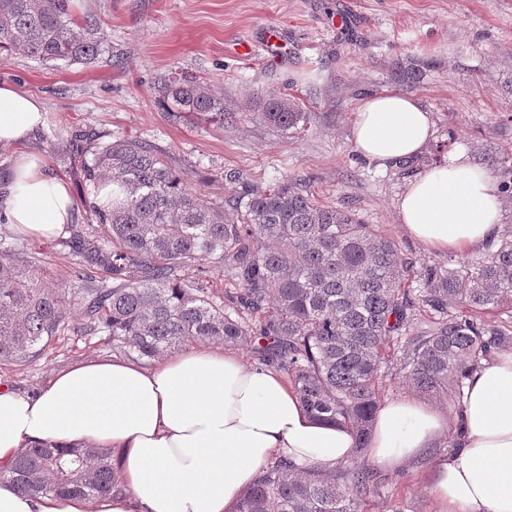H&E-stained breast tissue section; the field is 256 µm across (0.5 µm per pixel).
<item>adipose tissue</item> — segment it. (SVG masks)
I'll return each mask as SVG.
<instances>
[{
  "label": "adipose tissue",
  "mask_w": 512,
  "mask_h": 512,
  "mask_svg": "<svg viewBox=\"0 0 512 512\" xmlns=\"http://www.w3.org/2000/svg\"><path fill=\"white\" fill-rule=\"evenodd\" d=\"M45 120L36 96L0 85V146L19 145ZM351 137L359 155L389 167L422 155L435 123L413 97L384 90L361 99ZM396 209L406 233L432 253L462 254L502 232L499 187L460 146L409 181ZM77 216L63 178L40 157L14 156L0 189V222L48 239ZM447 430L439 411L391 399L379 409L367 454L393 470ZM41 442L111 449L124 492L30 496L0 477V512H232L272 458L300 470L333 469L355 446L347 429L311 416L280 373L204 346L149 365L117 357L76 362L34 395L1 384L0 470ZM430 493L440 512H512V351L467 379L456 448L435 461Z\"/></svg>",
  "instance_id": "1"
}]
</instances>
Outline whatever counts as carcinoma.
Returning <instances> with one entry per match:
<instances>
[{
  "label": "carcinoma",
  "mask_w": 512,
  "mask_h": 512,
  "mask_svg": "<svg viewBox=\"0 0 512 512\" xmlns=\"http://www.w3.org/2000/svg\"><path fill=\"white\" fill-rule=\"evenodd\" d=\"M98 28L94 16H77L74 0H0L1 51L92 65ZM159 94L176 118L233 117L187 72L161 81ZM255 109L282 131L311 123L285 94ZM54 149L77 163L90 195L112 183V207L87 205L107 236L67 242L76 288L51 285L25 253L0 254V362L37 356L77 307L86 331L149 361L199 341L250 346L287 376L308 412L352 432L355 452L335 470L276 459L234 512H360L378 485L365 456L383 374L458 408L469 374L512 346L509 322L484 319L512 313V233L476 258L418 266L380 226L318 201L297 178L261 187L228 171V194L213 200L187 189L170 156L140 139L101 145L82 135ZM212 266L224 269L220 294ZM95 270L112 285L94 280ZM4 475L32 496L124 490L107 448L34 446Z\"/></svg>",
  "instance_id": "cac0c4a2"
}]
</instances>
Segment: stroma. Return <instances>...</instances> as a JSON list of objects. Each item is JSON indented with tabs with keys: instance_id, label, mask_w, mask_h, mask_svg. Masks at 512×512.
Wrapping results in <instances>:
<instances>
[{
	"instance_id": "obj_1",
	"label": "stroma",
	"mask_w": 512,
	"mask_h": 512,
	"mask_svg": "<svg viewBox=\"0 0 512 512\" xmlns=\"http://www.w3.org/2000/svg\"><path fill=\"white\" fill-rule=\"evenodd\" d=\"M94 15L105 50L98 63L42 62L18 49L0 53V83L41 98L47 121L20 148L0 147V180L16 152L42 157L83 201L85 186L54 143L81 131L101 142L136 137L169 152L187 186L221 196L220 172L269 186L305 179L315 197L380 225L406 257L427 252L397 220L408 181L432 167L433 152L395 167L362 159L351 139L363 95L394 90L431 112L435 142L456 140L503 187L504 230L512 231V0H75ZM255 47L239 54L241 44ZM415 71L404 80V71ZM186 71L223 98L233 117L176 119L159 103L162 78ZM277 91L312 113L302 137L252 119L260 97ZM24 252L52 283L71 284L72 256L0 224V252ZM114 350L72 317L64 335L22 366L0 365V384L34 394L66 365ZM452 449L444 435L401 468L378 469L380 485L361 512H437L433 463Z\"/></svg>"
}]
</instances>
